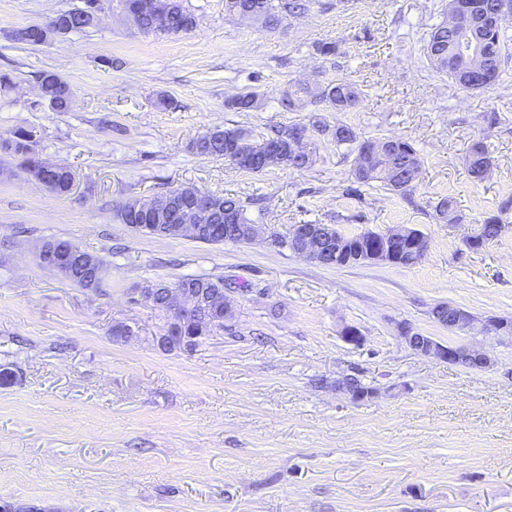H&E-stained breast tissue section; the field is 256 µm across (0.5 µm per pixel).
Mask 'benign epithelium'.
Instances as JSON below:
<instances>
[{
    "instance_id": "7a95c632",
    "label": "benign epithelium",
    "mask_w": 512,
    "mask_h": 512,
    "mask_svg": "<svg viewBox=\"0 0 512 512\" xmlns=\"http://www.w3.org/2000/svg\"><path fill=\"white\" fill-rule=\"evenodd\" d=\"M70 32L65 22L56 18L46 24L33 26L29 33L40 44L60 38ZM196 202L191 211L174 222L177 209L175 196L155 197L149 201L132 200L125 203V209L133 216L146 219L140 233L144 235L196 240L201 235H213L222 225L214 223L218 205L206 193H195ZM295 253L311 261H321L320 243L325 241L337 254L349 252L341 233L323 230L314 224H296L292 231ZM39 264L60 279L78 284L83 288H95L102 283L104 265L99 257L85 252L67 241L47 240L40 243L35 252ZM133 302L161 310L166 322L180 323L184 316H196L209 325H222L230 316V298L222 291L204 290L187 286H172L165 281L148 283L137 289ZM440 324L456 331L470 333L479 330L483 334H497L503 326L496 319H486L481 327H475L476 319L467 310L452 303H443L432 311ZM398 338L418 353L443 362L460 365L467 369L483 370L492 365L488 352L479 346L443 345L426 336L408 323L398 326ZM197 336H171L168 331L153 337L156 345L178 346L180 352L193 350Z\"/></svg>"
}]
</instances>
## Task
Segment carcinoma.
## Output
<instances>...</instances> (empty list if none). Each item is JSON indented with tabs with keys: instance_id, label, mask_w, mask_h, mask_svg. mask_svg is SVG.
Returning <instances> with one entry per match:
<instances>
[{
	"instance_id": "obj_1",
	"label": "carcinoma",
	"mask_w": 512,
	"mask_h": 512,
	"mask_svg": "<svg viewBox=\"0 0 512 512\" xmlns=\"http://www.w3.org/2000/svg\"><path fill=\"white\" fill-rule=\"evenodd\" d=\"M494 0H460L465 11L476 19L490 15ZM123 9L137 15L138 26L146 31L155 27L160 19H165V25L155 32L157 36L179 35L188 28L196 27L195 16L186 10L181 0H122ZM307 0H284L275 5L273 0H233L225 6V11L231 16L241 18L252 17L257 13L264 20V25L275 28L282 19L280 13L291 15L301 14L307 10ZM71 29L74 33L85 32L95 27L88 12L77 8L69 11ZM509 27L507 22H493L485 20L478 30L477 44L469 48L465 35L447 19L431 29L429 39L424 47L425 56L431 68L437 74L448 77V80L458 88L469 90V78L466 74L457 71L453 59L455 55L472 53L478 57L480 74L477 75L478 89L485 91L494 87L501 81L504 70L502 64L504 33ZM313 98L328 103L337 112H347L356 108L362 98V91L358 86L344 78H337L325 85L316 87ZM32 129L17 128L7 135H0V151L16 162L24 170L40 164L39 157L29 148V135ZM308 135V128L301 125H291L287 129H276L270 134L261 137V140L277 142L283 148L281 159L275 161L277 165H284L290 169L301 171L309 167V155L305 152H290L288 144L297 141L301 136ZM331 141L336 149H345L357 154L355 166L352 170V186L347 193L356 194L364 186H378L393 193L406 195L416 186L421 173L422 161L418 150L409 140L402 137H388L375 140L378 145H385L388 151L383 159L368 165L362 162L364 142L359 140L355 128L346 124H338L330 133ZM256 142L248 131L212 130L189 144V150L204 157L224 158L230 163H236L238 169L254 173L256 168L250 164L242 163L238 155L249 150L248 143ZM467 172L471 179L481 181L491 168L492 160L489 147L484 137L477 136L469 144L466 155ZM231 224H248L250 219L246 216L245 206L241 200L233 196L218 197ZM437 219L446 224H461L464 216L457 209L456 202L451 198L441 199L434 207ZM502 220L497 215L487 216L481 222L482 233L480 238L484 245L495 242L500 237V224ZM383 246L382 234L367 231L363 234L349 237L348 246L351 252L336 259V265L349 266L369 262L368 251L372 245ZM394 247L396 264L409 268L416 265L414 251L405 240L390 243Z\"/></svg>"
}]
</instances>
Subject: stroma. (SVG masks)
<instances>
[{
    "instance_id": "obj_1",
    "label": "stroma",
    "mask_w": 512,
    "mask_h": 512,
    "mask_svg": "<svg viewBox=\"0 0 512 512\" xmlns=\"http://www.w3.org/2000/svg\"><path fill=\"white\" fill-rule=\"evenodd\" d=\"M80 4L0 0V74L13 81L0 88V134L37 129L39 158L74 173L63 195L19 169L0 178V366L12 371L0 386V500L42 512H512V336L432 317L449 302L512 319V211L496 242L465 245L512 197V28L503 80L484 92L427 68L423 47L448 0H310L274 29L229 16L224 0H183L196 28L168 37L141 34L120 0H103L87 32L36 46L7 37ZM321 42L335 54H317ZM44 71L69 82V111L35 106ZM339 76L363 92L352 111L305 95L294 111L278 105ZM250 88L260 106L230 111L227 99ZM316 117L408 139L422 160L415 191L346 195L354 159L317 133L303 171L249 173L188 149L214 128L258 137ZM481 134L492 166L475 182L465 157ZM183 186L239 198L254 240L147 236L116 218L127 200ZM446 196L465 223L435 219ZM295 224L413 227L428 250L410 268L328 267L271 244ZM45 239L101 258V287L42 267ZM186 276L223 278L232 329L167 353L153 342L164 314L132 297ZM403 322L445 345L479 344L495 364L421 355L400 341ZM118 323L133 336L113 340ZM348 327L363 345L344 339ZM353 368L373 397L335 389Z\"/></svg>"
}]
</instances>
